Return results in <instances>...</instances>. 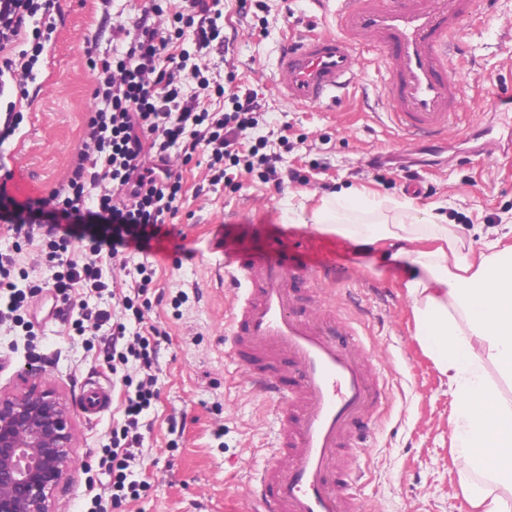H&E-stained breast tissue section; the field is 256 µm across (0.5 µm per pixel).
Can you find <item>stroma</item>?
<instances>
[{
	"mask_svg": "<svg viewBox=\"0 0 512 512\" xmlns=\"http://www.w3.org/2000/svg\"><path fill=\"white\" fill-rule=\"evenodd\" d=\"M155 0H56V29L45 46L36 83L41 91L19 99L24 115L0 153L27 164L38 196L61 180L93 106L90 62L122 53L127 43L112 28L132 27ZM336 0H222L225 53L205 52L201 63L220 74L226 91L257 93L261 119L243 149L268 137L279 151L281 171L296 170L295 183L276 185L259 173L233 169L231 183L210 185L207 156L196 152L182 166L185 204L167 223L150 252H127L129 265L155 270L143 322L159 330L156 350L159 397L144 416V447L131 462V480L142 483L138 499L117 512H251L250 488L277 442L276 414L244 382L232 361L230 308L235 292L218 281L217 242L258 254L305 232L289 222V209L313 207L351 189H369L413 200L422 215L444 214L464 240L481 224H512V111L495 109L512 98V0H480L456 36L450 66L461 76L462 125L447 144L402 143L381 104L387 72L357 49L352 83L334 100L315 105L288 102L273 76L290 37L335 33ZM16 252L32 284L41 288L25 329L0 328V387L22 386V373L40 369V381L56 388L72 410V464L56 488L53 512H90L95 495L109 496L111 476L101 468L102 448L122 419L118 402L97 418L82 412L85 380L105 387L135 375L111 370L112 329L96 341L75 329L79 308L52 304L53 271L36 260V248L18 243L0 223V252ZM349 278L318 295L297 278V308L315 319L327 303L346 308L359 322L374 359L384 370L390 395L387 413L372 421L358 447L349 449L358 469L350 489L363 512H470L460 482L485 481L469 472L452 449L454 398L415 333L403 265L386 264L377 253L345 241L339 256Z\"/></svg>",
	"mask_w": 512,
	"mask_h": 512,
	"instance_id": "35a3bbf8",
	"label": "stroma"
}]
</instances>
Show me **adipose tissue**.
<instances>
[{
    "label": "adipose tissue",
    "instance_id": "1",
    "mask_svg": "<svg viewBox=\"0 0 512 512\" xmlns=\"http://www.w3.org/2000/svg\"><path fill=\"white\" fill-rule=\"evenodd\" d=\"M296 221L329 227L356 243L391 249L405 262L404 284L416 336L448 381L455 453L493 483L463 486L471 512H512V406L489 381V368L512 379V225L480 233V252L464 248L450 225L420 218L411 200L365 189L336 194Z\"/></svg>",
    "mask_w": 512,
    "mask_h": 512
}]
</instances>
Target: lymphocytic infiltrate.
<instances>
[{
	"label": "lymphocytic infiltrate",
	"mask_w": 512,
	"mask_h": 512,
	"mask_svg": "<svg viewBox=\"0 0 512 512\" xmlns=\"http://www.w3.org/2000/svg\"><path fill=\"white\" fill-rule=\"evenodd\" d=\"M54 0H0V143L23 120L13 94H27L29 82L54 30L49 18ZM151 5L133 28L114 27L113 37L129 39L127 50L93 63L95 108L83 127L80 145L61 181L47 196L21 204L0 194V222L39 245L42 260L56 267L55 297L70 300L77 289L101 291L102 267L126 250L149 252L167 220L176 218L185 201L178 161L197 151L209 155V182L218 185L227 166L247 171L264 166L266 178L277 171L266 155L240 159L238 140L257 120L254 92L226 93L209 69L197 62V51L209 48L224 30L220 0H187L171 28L154 26ZM46 19L45 29H29L31 19ZM192 35L193 50L171 53L173 42ZM230 97L232 111L209 109L215 98ZM154 270L138 265L131 291L115 311L83 310L79 332L97 335L112 327V365L138 361L142 379L124 377L120 392L123 422L114 428L112 445L101 464L112 473V505L120 507L139 489L127 471L142 448L140 419L158 394L151 373L155 349L142 333H128V318L142 319L137 303L151 283ZM16 257L0 252V327L23 323L37 287Z\"/></svg>",
	"instance_id": "lymphocytic-infiltrate-1"
}]
</instances>
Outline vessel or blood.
I'll use <instances>...</instances> for the list:
<instances>
[{"label": "vessel or blood", "instance_id": "vessel-or-blood-1", "mask_svg": "<svg viewBox=\"0 0 512 512\" xmlns=\"http://www.w3.org/2000/svg\"><path fill=\"white\" fill-rule=\"evenodd\" d=\"M338 34H309L282 53L274 83L288 101L316 104L349 84L359 43L370 46L389 78L383 105L404 142L440 139L461 120L460 84L447 65L448 45L477 0H337ZM0 189L17 201L37 188L26 165L12 162ZM341 241L314 233L293 237L291 248L309 258L315 286L345 277L335 252ZM289 248L266 256L228 253L216 271L234 266L246 286L235 306L234 359L261 358L247 366L252 389L272 401L278 440L255 489L256 512H358L354 497L341 494L346 472L336 470L339 449L354 445L357 425L378 417L386 392L355 322L336 309L309 320L297 310L289 286L296 270ZM111 402L103 387L88 383L84 413Z\"/></svg>", "mask_w": 512, "mask_h": 512}]
</instances>
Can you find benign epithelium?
<instances>
[{
  "label": "benign epithelium",
  "mask_w": 512,
  "mask_h": 512,
  "mask_svg": "<svg viewBox=\"0 0 512 512\" xmlns=\"http://www.w3.org/2000/svg\"><path fill=\"white\" fill-rule=\"evenodd\" d=\"M66 402L32 382L0 388V512H50V498L71 464Z\"/></svg>",
  "instance_id": "7a95c632"
}]
</instances>
